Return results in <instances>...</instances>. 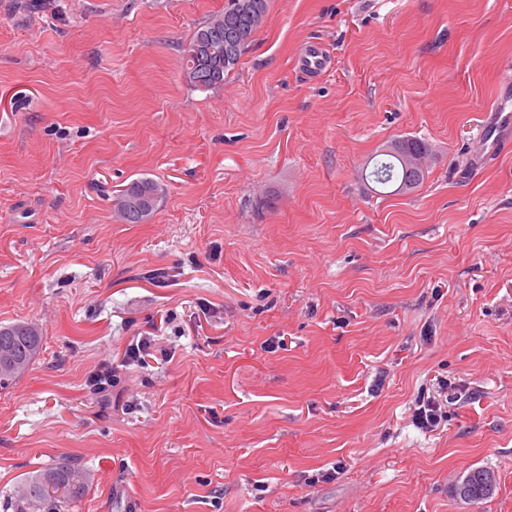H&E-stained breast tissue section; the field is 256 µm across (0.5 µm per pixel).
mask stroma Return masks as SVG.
I'll list each match as a JSON object with an SVG mask.
<instances>
[{"label":"stroma","instance_id":"obj_1","mask_svg":"<svg viewBox=\"0 0 512 512\" xmlns=\"http://www.w3.org/2000/svg\"><path fill=\"white\" fill-rule=\"evenodd\" d=\"M25 2L0 0V324L43 346L0 389V506L67 456L72 512H512V153L473 161L512 0H270L208 90L182 50L224 0ZM402 136L426 178L377 195ZM145 177L155 211L120 222ZM140 336L167 360L103 403L87 378ZM127 186H130V189H123L121 191V194L117 196L115 199L116 203L114 205L115 209L119 213V216L121 217L122 221H124L126 224H139L141 223L156 207L157 203L159 202L160 198L163 194V188L159 183L156 181L150 179V178H142V179H136L130 182ZM145 187L147 189H150L152 191H155L158 195L156 199L152 200L151 205L146 211L138 212V211H132L127 208L126 205V197L128 193L136 188ZM415 423L421 429L433 430L437 427L443 417L441 403L435 397L423 398L422 404L414 415ZM488 469L474 468L470 470L464 478L456 485L455 493L463 500L470 503H479L487 499L488 494L483 486V474Z\"/></svg>","mask_w":512,"mask_h":512}]
</instances>
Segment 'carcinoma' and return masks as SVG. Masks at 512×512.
I'll return each instance as SVG.
<instances>
[{
	"label": "carcinoma",
	"instance_id": "carcinoma-1",
	"mask_svg": "<svg viewBox=\"0 0 512 512\" xmlns=\"http://www.w3.org/2000/svg\"><path fill=\"white\" fill-rule=\"evenodd\" d=\"M260 13L254 24L250 25L238 13L237 0H226L224 10L210 15L199 24L186 49L183 50L184 64L182 75L185 82L194 88L211 89L224 85V76L239 62L243 51L251 42L255 32L264 24L268 14L269 0H257ZM221 33L243 32V40L239 43L229 62L214 63L200 67L194 57L190 56L193 47L215 29ZM399 149L406 153L426 156L431 152L430 144L421 138L403 136L392 139ZM369 173L371 180L390 194H407L417 189L424 181L425 172L407 174L398 165L395 156L384 151ZM145 187L157 194H163L159 183L150 179H136L129 183L116 198L115 209L122 221L127 224L141 223L156 207L159 199L152 200L149 208L143 212L127 208L126 197L129 190ZM10 339L19 354V361L11 370L0 374V384L22 376L33 364L42 344V333L39 328L28 323H14L0 326V343ZM484 468L470 470L456 485L457 496L470 503H479L489 497L483 486ZM89 476L67 456H61L50 467L29 474L14 489L10 497V508L13 512H68L81 499L88 486Z\"/></svg>",
	"mask_w": 512,
	"mask_h": 512
}]
</instances>
